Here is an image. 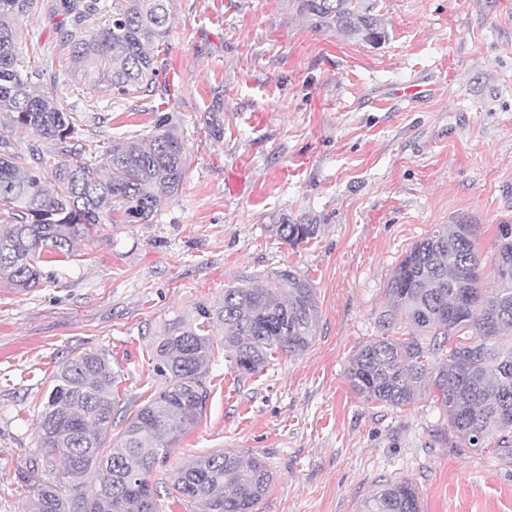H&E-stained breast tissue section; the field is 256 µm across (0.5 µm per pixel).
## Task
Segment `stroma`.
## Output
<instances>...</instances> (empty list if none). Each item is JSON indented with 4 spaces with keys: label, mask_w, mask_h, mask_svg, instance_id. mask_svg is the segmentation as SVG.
I'll list each match as a JSON object with an SVG mask.
<instances>
[{
    "label": "stroma",
    "mask_w": 512,
    "mask_h": 512,
    "mask_svg": "<svg viewBox=\"0 0 512 512\" xmlns=\"http://www.w3.org/2000/svg\"><path fill=\"white\" fill-rule=\"evenodd\" d=\"M374 3L379 44L315 29L294 0H170L158 84L122 98L62 68L48 12L16 16L13 54L54 72L84 138L148 135L163 118L188 165L150 223L80 241L29 293L0 284V512H30L17 475L64 360L107 351L120 396L145 400L160 385L148 344L171 320L283 268L316 289V340L246 378L216 354L198 425L152 475L161 512H203L169 473L219 450L266 462L256 512H359L394 478L421 512H512V459L462 442L432 388L393 407L346 377L383 333L391 273L434 225H476L492 274L497 227L512 224V0ZM277 224L320 231L293 247Z\"/></svg>",
    "instance_id": "35a3bbf8"
}]
</instances>
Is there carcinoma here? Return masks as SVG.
<instances>
[{
  "label": "carcinoma",
  "mask_w": 512,
  "mask_h": 512,
  "mask_svg": "<svg viewBox=\"0 0 512 512\" xmlns=\"http://www.w3.org/2000/svg\"><path fill=\"white\" fill-rule=\"evenodd\" d=\"M168 0H50L57 33L71 47L72 68L112 94L151 93L160 75L155 47L171 28ZM299 14L319 30L379 43L386 30L370 0H295ZM37 0H0V142L6 135L37 137L56 146L47 163L38 147L0 154V282L18 292L38 287L43 254L74 255V243L102 225L144 224L174 198L187 168L184 143L160 120L150 135L102 144L79 138L78 116L59 104L55 86L39 89L37 66L10 51L14 16ZM102 24L83 33L95 16ZM494 284L483 286L476 228L460 221L438 225L416 242L386 286L382 323L403 319L412 336L383 337L363 346L347 368L352 390L392 406L413 402L425 383L438 391L457 436L472 448L512 458V224L497 225ZM317 224H278L286 244L314 238ZM321 318L315 288L288 269L224 289L219 305L197 318H176L149 345L161 387L142 403L117 393L120 371L102 350H88L58 367L38 414L40 453L29 473L33 512H159L152 473L180 436L196 427L206 407V376L215 348L247 377L272 353L293 355L315 341ZM122 424L113 437L114 423ZM272 474L260 458L230 451L196 457L176 470L175 490L202 502L204 512H254ZM68 495H60L61 485ZM360 512H420L410 481H386Z\"/></svg>",
  "instance_id": "obj_1"
}]
</instances>
